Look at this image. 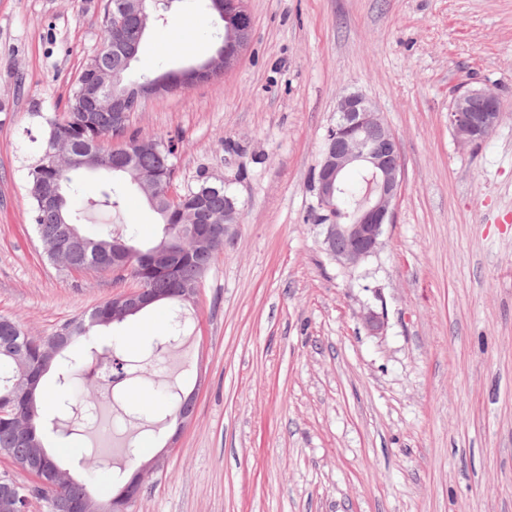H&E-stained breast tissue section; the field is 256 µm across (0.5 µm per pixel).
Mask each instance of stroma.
<instances>
[{"label": "stroma", "mask_w": 512, "mask_h": 512, "mask_svg": "<svg viewBox=\"0 0 512 512\" xmlns=\"http://www.w3.org/2000/svg\"><path fill=\"white\" fill-rule=\"evenodd\" d=\"M107 2L0 0V317L35 337L135 286L50 263L27 195L45 120L100 47ZM245 7L252 34L236 64L145 101L130 125L181 138L175 184L224 180L239 222L193 302L105 331L127 377L107 389L74 375L73 405L98 420L62 465L84 478L95 448L104 498L165 454L131 512H512V0ZM218 45L204 0H179L144 35L133 72L178 69ZM484 83L502 122L460 146L450 101ZM350 92L382 113L403 165L395 222L353 273L308 219L324 135ZM117 219L141 245L161 234L137 193ZM179 395L195 403L183 424ZM132 439L151 443L136 462Z\"/></svg>", "instance_id": "stroma-1"}]
</instances>
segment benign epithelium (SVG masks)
Listing matches in <instances>:
<instances>
[{"label":"benign epithelium","instance_id":"1","mask_svg":"<svg viewBox=\"0 0 512 512\" xmlns=\"http://www.w3.org/2000/svg\"><path fill=\"white\" fill-rule=\"evenodd\" d=\"M138 10L137 0H116L112 6V30L125 29L129 15ZM222 15L231 18L229 41L236 52H224L219 46L208 60L189 65L179 71L169 72L139 87L116 90L112 71H98L97 86L87 88L86 96L102 92L101 104L113 112L115 132L112 141L123 142V130L127 101L144 102L152 97L186 89L194 84L221 76L236 63L239 53L247 46L252 21L244 6V0H225ZM449 124L455 140L463 145H478L486 141L502 121V103L492 86L467 87L453 97L448 109ZM47 154L58 166H67L73 160L72 148L64 142H49ZM112 155L97 145L88 151L92 172L108 170L112 163H98ZM358 168L363 171L366 192L361 202L349 213H342L339 202L344 194V174ZM403 171L398 141L372 102L359 92L343 95L336 108V123L327 131L317 172L312 182L316 208L327 216L321 225L325 252L344 269L360 267L374 256L380 245L385 226L394 223L393 203L400 195ZM160 296L142 286L112 298L113 318L125 319L155 303ZM164 464V456L157 454L143 462L135 472L137 483L124 487L117 497L131 505L140 495L144 477ZM50 468L60 486L73 483L70 473L51 459L46 451L37 454V467H29L26 473L32 482L42 483L39 472ZM0 512H25L19 508L15 486L0 480Z\"/></svg>","mask_w":512,"mask_h":512}]
</instances>
